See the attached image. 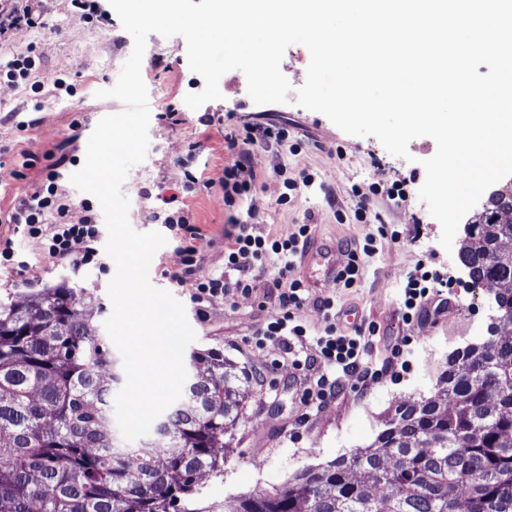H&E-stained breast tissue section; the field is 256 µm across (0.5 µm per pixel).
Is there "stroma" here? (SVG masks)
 Returning <instances> with one entry per match:
<instances>
[{"label": "stroma", "mask_w": 512, "mask_h": 512, "mask_svg": "<svg viewBox=\"0 0 512 512\" xmlns=\"http://www.w3.org/2000/svg\"><path fill=\"white\" fill-rule=\"evenodd\" d=\"M133 47L120 20L88 21L74 12L69 0H48L44 23L20 29L0 44V60L34 50L40 60L36 73L44 88L35 94L0 78V211L15 204L22 182H35L46 166L58 158L85 160L87 142L98 121L124 109L115 99L95 93L112 87ZM141 74L148 91L150 144L145 160L133 167L123 186L129 199L128 219L140 233L165 232L155 220L170 197H178L189 217L204 234L197 245L196 263L201 274L224 272V192L219 184L232 161L224 150V130L246 124L286 127L289 137L279 145L255 146L253 162L259 175L256 189L260 213L259 233L288 235L296 225H310L311 245L339 250L361 249L367 237L377 240L375 254L363 257L360 279L345 288L335 280H320L310 288V303L298 311V321L308 336L321 334L323 314L317 300L329 297L336 305V324L344 331H366L362 361L371 367L392 363L391 372L367 382L358 374L339 379L333 398L318 410L307 411L301 384L302 370L285 362L280 346H247L254 332L280 314L278 290L273 285L249 295L193 303L190 286L177 284L173 275L182 268L181 243L168 239L154 255L149 280L179 301L196 334L195 350L216 348L246 375L241 386L243 407L232 435L224 474L201 480L202 498L225 506L236 495L270 491L283 486L308 466H323L336 458L370 445L382 431L396 406L428 397L449 355L467 344L483 341L491 324V303L482 289L464 284L457 253L440 243L441 225L431 216L418 191L425 181L422 166L436 150L435 140L421 136L410 141V159L388 153L375 137L344 133L325 115L308 110L288 98L281 104H255L244 74L233 70L219 82L221 99L190 109L187 94L202 90L203 79L192 72L187 43L181 36L150 34ZM72 84L75 95L54 87L55 78ZM174 111L162 118L165 108ZM35 155L33 167L23 169L24 181L9 177L22 168L24 155ZM287 176H279L278 167ZM314 174L311 187L286 190L285 177L300 170ZM213 180L211 189L185 193L186 172ZM404 182L409 198L400 202L372 197L366 223L355 218L357 193L373 180ZM289 202H282V195ZM399 242H391V233ZM12 241L19 266L0 275V298L21 299L43 287L67 283L85 289L103 311L94 319L97 333L112 313L108 285L115 265L108 255L84 265L71 259L48 257L40 240L0 223V241ZM440 269L450 282L442 294L448 307L438 319L423 318L403 325L397 315L407 275L419 264ZM410 345L404 361H393L391 351L402 337Z\"/></svg>", "instance_id": "35a3bbf8"}]
</instances>
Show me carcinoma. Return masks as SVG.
Returning a JSON list of instances; mask_svg holds the SVG:
<instances>
[{
	"mask_svg": "<svg viewBox=\"0 0 512 512\" xmlns=\"http://www.w3.org/2000/svg\"><path fill=\"white\" fill-rule=\"evenodd\" d=\"M505 208L512 194H488L461 254L512 310V252L486 260L512 239ZM95 314L65 283L0 301V512H220L199 482L224 475L242 405L231 364L192 352L203 368H190L155 438L124 446L112 426L121 375ZM231 512H512V329L456 354L432 395L397 406L369 446L241 495Z\"/></svg>",
	"mask_w": 512,
	"mask_h": 512,
	"instance_id": "cac0c4a2",
	"label": "carcinoma"
}]
</instances>
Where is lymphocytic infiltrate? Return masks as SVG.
Instances as JSON below:
<instances>
[{
  "label": "lymphocytic infiltrate",
  "mask_w": 512,
  "mask_h": 512,
  "mask_svg": "<svg viewBox=\"0 0 512 512\" xmlns=\"http://www.w3.org/2000/svg\"><path fill=\"white\" fill-rule=\"evenodd\" d=\"M45 0H0V42L8 40L14 31L37 28L43 23ZM288 137L285 128L258 124L232 129L224 134V149L232 162L224 168L221 186L224 190V208L228 212L224 236L228 245L224 251V274L221 277L199 275L192 260L196 252L195 241L201 240L198 227L191 224L180 209H163L155 217L167 224L175 236L190 237L189 254L181 272L176 273L177 283H191L196 304L210 302L217 296L228 298L250 294L260 288L267 270H274V285L281 314L256 330V346L269 343L281 344L294 366L301 367L320 361L337 367L342 372H359L361 377L372 376V369L361 364V342L336 333L335 303L322 299L319 305L325 326L322 336L307 341L306 330L295 320L309 298L302 280L294 278L296 257L311 238V227L299 225L287 236L257 233L252 221L258 214L250 199L254 195L258 176L253 163L252 148L255 144H278ZM65 169L64 160L49 165L39 182L28 185L21 193L16 207L8 213L7 221L22 226L25 235L43 240L50 257L72 258L88 264L95 260V244L99 236L97 215L92 206H85L80 219H72L70 207L58 182ZM439 272L417 266L403 286L399 317L411 323L422 316L442 314L446 300L436 298L433 288L441 281Z\"/></svg>",
  "instance_id": "1"
}]
</instances>
